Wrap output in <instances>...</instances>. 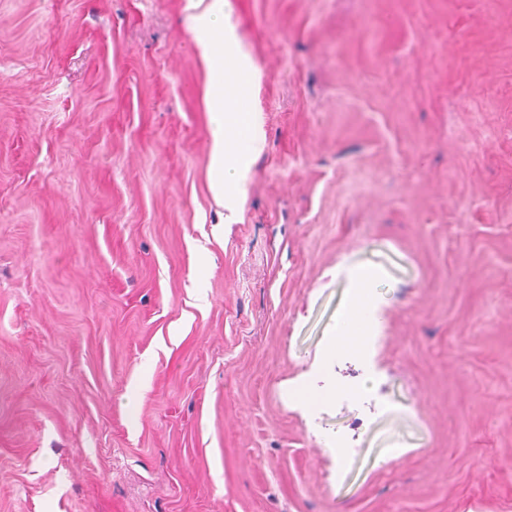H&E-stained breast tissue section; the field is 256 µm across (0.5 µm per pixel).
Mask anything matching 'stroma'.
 <instances>
[{
    "mask_svg": "<svg viewBox=\"0 0 512 512\" xmlns=\"http://www.w3.org/2000/svg\"><path fill=\"white\" fill-rule=\"evenodd\" d=\"M229 4L233 224L185 0H0V512H512V0ZM375 303L368 296L363 304H359L354 298L348 311L344 315L343 324L350 323L351 327L347 336H366L371 327L375 324L373 310ZM344 336V337H347ZM360 337V338H361Z\"/></svg>",
    "mask_w": 512,
    "mask_h": 512,
    "instance_id": "obj_1",
    "label": "stroma"
}]
</instances>
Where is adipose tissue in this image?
Instances as JSON below:
<instances>
[{"instance_id": "obj_1", "label": "adipose tissue", "mask_w": 512, "mask_h": 512, "mask_svg": "<svg viewBox=\"0 0 512 512\" xmlns=\"http://www.w3.org/2000/svg\"><path fill=\"white\" fill-rule=\"evenodd\" d=\"M184 13L205 71L210 189L233 214L259 141L258 115L248 90L259 82L260 71L230 20L228 0H185Z\"/></svg>"}]
</instances>
